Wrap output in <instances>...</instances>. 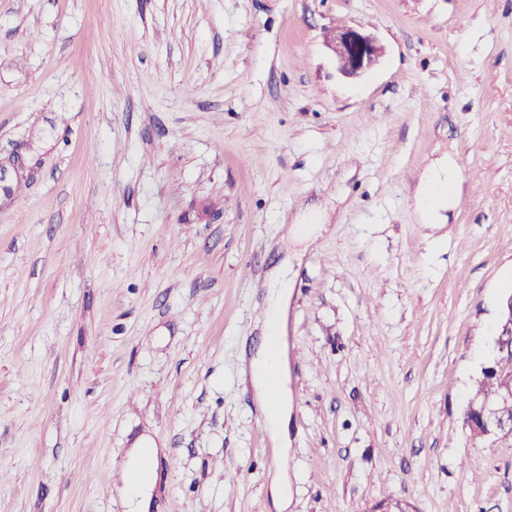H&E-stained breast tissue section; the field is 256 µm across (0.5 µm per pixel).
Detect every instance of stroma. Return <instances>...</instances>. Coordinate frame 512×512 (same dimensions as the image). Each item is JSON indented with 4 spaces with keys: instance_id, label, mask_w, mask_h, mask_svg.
I'll return each mask as SVG.
<instances>
[{
    "instance_id": "stroma-1",
    "label": "stroma",
    "mask_w": 512,
    "mask_h": 512,
    "mask_svg": "<svg viewBox=\"0 0 512 512\" xmlns=\"http://www.w3.org/2000/svg\"><path fill=\"white\" fill-rule=\"evenodd\" d=\"M385 48L341 77L325 30ZM512 0H0V512H512L464 412L512 294ZM454 156L448 239L413 191ZM21 170H14L16 159ZM316 211L330 232L285 228ZM292 268L289 458L242 351ZM158 453L159 448H131L125 464L127 482L121 490L128 512H146L150 507ZM292 481L287 462L275 469L270 481V494L275 512H288L292 501Z\"/></svg>"
}]
</instances>
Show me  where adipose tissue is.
I'll return each instance as SVG.
<instances>
[{"label": "adipose tissue", "instance_id": "1", "mask_svg": "<svg viewBox=\"0 0 512 512\" xmlns=\"http://www.w3.org/2000/svg\"><path fill=\"white\" fill-rule=\"evenodd\" d=\"M462 184V171L452 155H445L427 165L414 193L419 223H445L444 213L459 201ZM290 298L287 267L273 269L269 275L266 298V330L284 327ZM249 376L271 441L279 448H288V423L293 399L286 369L281 367L268 348L261 347L252 352L249 358ZM157 456L158 451L154 448L131 449L125 464L127 482L122 489L129 512H147L157 480Z\"/></svg>", "mask_w": 512, "mask_h": 512}]
</instances>
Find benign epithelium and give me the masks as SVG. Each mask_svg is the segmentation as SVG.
<instances>
[{
    "mask_svg": "<svg viewBox=\"0 0 512 512\" xmlns=\"http://www.w3.org/2000/svg\"><path fill=\"white\" fill-rule=\"evenodd\" d=\"M325 42L334 55L337 71L352 79L359 78L374 68L383 53L382 47L374 38L353 26L327 32ZM464 416L471 431L480 438H492L506 428L512 429V416L501 415L492 410L478 409L470 405Z\"/></svg>",
    "mask_w": 512,
    "mask_h": 512,
    "instance_id": "7a95c632",
    "label": "benign epithelium"
}]
</instances>
